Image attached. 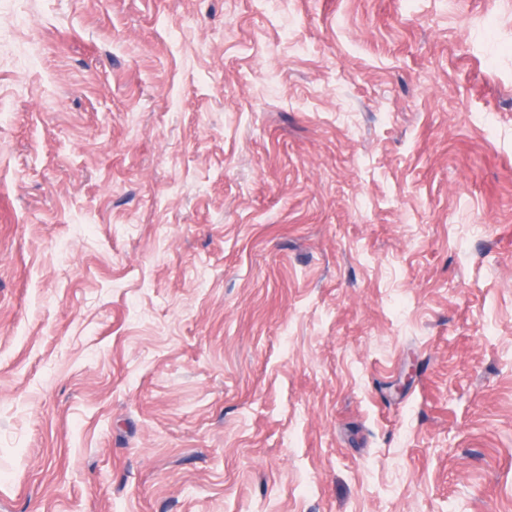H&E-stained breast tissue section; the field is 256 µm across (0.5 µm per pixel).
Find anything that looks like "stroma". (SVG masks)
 Returning <instances> with one entry per match:
<instances>
[{
    "label": "stroma",
    "instance_id": "stroma-1",
    "mask_svg": "<svg viewBox=\"0 0 512 512\" xmlns=\"http://www.w3.org/2000/svg\"><path fill=\"white\" fill-rule=\"evenodd\" d=\"M0 512H512V0H0Z\"/></svg>",
    "mask_w": 512,
    "mask_h": 512
}]
</instances>
